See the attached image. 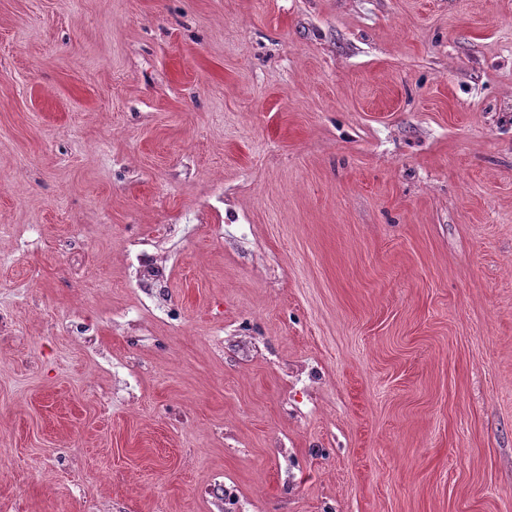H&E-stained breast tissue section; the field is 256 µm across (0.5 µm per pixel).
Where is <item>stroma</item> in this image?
I'll use <instances>...</instances> for the list:
<instances>
[{
    "instance_id": "1",
    "label": "stroma",
    "mask_w": 512,
    "mask_h": 512,
    "mask_svg": "<svg viewBox=\"0 0 512 512\" xmlns=\"http://www.w3.org/2000/svg\"><path fill=\"white\" fill-rule=\"evenodd\" d=\"M0 314V512H512V0H0Z\"/></svg>"
}]
</instances>
